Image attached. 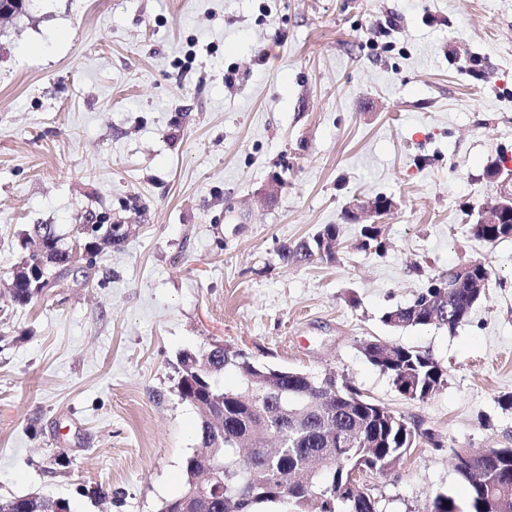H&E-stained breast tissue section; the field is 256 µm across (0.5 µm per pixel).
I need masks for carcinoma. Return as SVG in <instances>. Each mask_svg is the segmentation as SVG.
Here are the masks:
<instances>
[{
    "instance_id": "obj_1",
    "label": "carcinoma",
    "mask_w": 512,
    "mask_h": 512,
    "mask_svg": "<svg viewBox=\"0 0 512 512\" xmlns=\"http://www.w3.org/2000/svg\"><path fill=\"white\" fill-rule=\"evenodd\" d=\"M469 233L482 243L493 245L512 238L511 224H469ZM33 238L42 241V268L39 276L24 281V265L13 274L11 301L24 307L46 289L47 280L65 273L76 261L73 249L62 245L54 224H36ZM336 224L322 226L310 239L285 247L281 257L288 263H309L335 258L333 245L339 237ZM361 246L382 248L378 228L361 227ZM481 299L472 288H460L451 303L472 310ZM438 297L429 288L413 303L399 306L382 316L394 327L434 325L454 331L460 322L434 315ZM368 362L386 374L395 389L410 400L423 401L446 381V370L428 352L397 343L371 341L363 345ZM208 358L211 368L201 381L191 368ZM254 362L241 350L215 345L180 357L177 390L182 401L192 406L199 418L198 449L186 458L181 493L163 501L159 512H180L182 499L198 488L203 454H213L220 487L209 491L210 499L194 506L196 512H256L260 504H291L298 512H308L319 504L318 512H379L373 496L362 495L359 475L401 460L419 441L433 448L444 444L435 432L397 415L365 396L362 403L348 401L350 386L329 376L310 383L286 375L277 388L268 389ZM232 371L239 385L227 389L221 378ZM501 458L477 459L470 468L456 473L467 485V499L460 501L445 492L437 493L421 512H512V448L500 449ZM305 472L306 488L298 495L285 494L292 475ZM0 512H69L64 500L40 495L0 497Z\"/></svg>"
}]
</instances>
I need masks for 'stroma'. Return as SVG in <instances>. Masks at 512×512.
Wrapping results in <instances>:
<instances>
[{
  "label": "stroma",
  "mask_w": 512,
  "mask_h": 512,
  "mask_svg": "<svg viewBox=\"0 0 512 512\" xmlns=\"http://www.w3.org/2000/svg\"><path fill=\"white\" fill-rule=\"evenodd\" d=\"M507 187L512 0H30L0 20V496L158 512L198 445L179 356L221 344L439 435L363 475L380 512L464 497L452 447H512V239L467 232ZM379 196L386 216L350 209ZM104 213L134 233L11 303L32 225ZM325 224L335 260H282ZM475 259L455 332L383 323ZM372 340L429 352L444 385L405 398Z\"/></svg>",
  "instance_id": "obj_1"
}]
</instances>
